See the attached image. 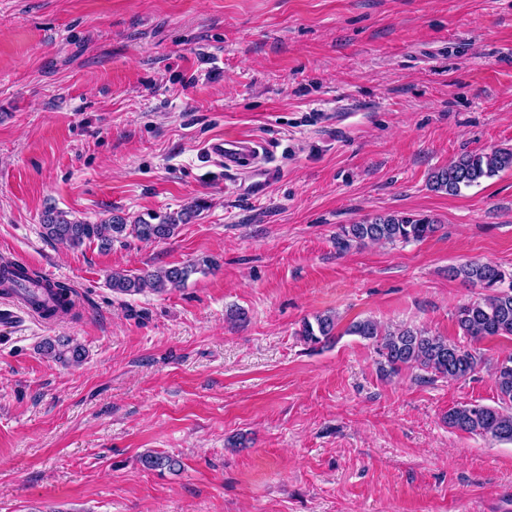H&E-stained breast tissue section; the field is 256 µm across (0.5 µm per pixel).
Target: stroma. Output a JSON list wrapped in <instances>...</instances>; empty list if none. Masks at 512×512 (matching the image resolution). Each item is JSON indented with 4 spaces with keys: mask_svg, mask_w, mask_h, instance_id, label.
<instances>
[{
    "mask_svg": "<svg viewBox=\"0 0 512 512\" xmlns=\"http://www.w3.org/2000/svg\"><path fill=\"white\" fill-rule=\"evenodd\" d=\"M261 139L276 171L208 162L218 136ZM512 148V0H0V257L34 261L76 318L0 325V512H512V442L448 427L496 407L478 347L467 380L384 376L352 322L455 341L512 269V169L453 196L430 176ZM203 210L163 242L78 249L42 235L48 207L89 224ZM428 215L434 236L339 250L342 226ZM211 259L164 294L113 293ZM246 318L228 319L229 309ZM336 313L309 348L303 320ZM55 336L83 364L45 356ZM153 450L180 472L149 471ZM196 270L195 264H187L162 267L138 275L112 271L108 284L112 292L122 295H136L146 290L164 293L169 289L183 287ZM140 462L146 470L178 472L182 467L181 460L173 455L148 451L141 455Z\"/></svg>",
    "mask_w": 512,
    "mask_h": 512,
    "instance_id": "stroma-1",
    "label": "stroma"
}]
</instances>
